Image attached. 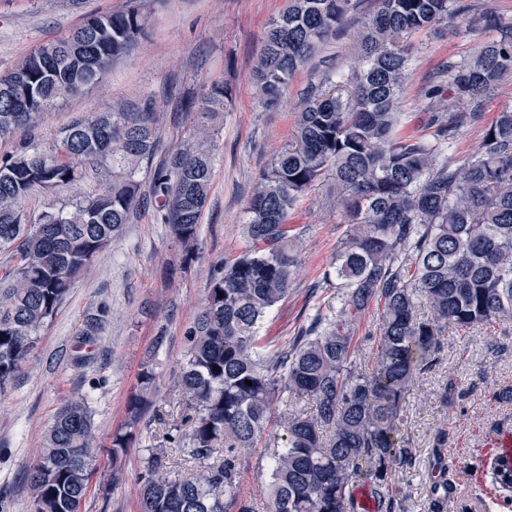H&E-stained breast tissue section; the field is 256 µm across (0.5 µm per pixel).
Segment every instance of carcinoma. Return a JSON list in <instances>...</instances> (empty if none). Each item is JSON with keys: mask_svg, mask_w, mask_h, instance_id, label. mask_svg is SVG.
Returning a JSON list of instances; mask_svg holds the SVG:
<instances>
[{"mask_svg": "<svg viewBox=\"0 0 512 512\" xmlns=\"http://www.w3.org/2000/svg\"><path fill=\"white\" fill-rule=\"evenodd\" d=\"M351 7L352 0H288L253 65L266 105L279 102ZM469 13L464 0H374L354 43L360 68L343 81L327 76L308 92L294 142L253 189L248 249L210 278L189 330L178 387L192 414L167 428L190 472L171 476L167 449H141L140 512H255L241 493L240 463L259 446L272 449L266 512H357L350 495L357 481L368 483L375 512L402 508L393 477L412 464L400 427L415 379L433 366L448 329L512 321V109L497 113L479 150L448 156L455 102L480 101L512 73V25L442 70V83L426 93L431 136L397 131L410 37ZM150 21L139 3L93 16L0 77V138L19 140L0 156V252L15 260L0 274L1 393L74 281L144 200L136 174L156 154L159 116L145 97L131 109L72 122L48 152L29 139L44 112L129 55ZM230 97L229 87L215 84L203 109L220 110ZM195 140L172 152L149 183L158 217L187 261L214 169L211 132L201 129ZM79 161L93 172L112 162V184L58 208L54 196L86 175ZM321 177L336 188L348 221L336 254L341 308L316 310L297 336L266 354L258 325L288 298L298 260L288 214ZM35 190L47 202L31 221L19 202ZM373 302L381 308L376 349L372 362L358 364L355 326ZM288 398L313 409L288 416L278 433L273 406ZM147 406L145 395H131L127 425L109 447L112 463L139 441ZM96 462L92 411L72 400L56 413L27 472L38 512H81ZM491 478L512 493V468L498 457Z\"/></svg>", "mask_w": 512, "mask_h": 512, "instance_id": "1", "label": "carcinoma"}]
</instances>
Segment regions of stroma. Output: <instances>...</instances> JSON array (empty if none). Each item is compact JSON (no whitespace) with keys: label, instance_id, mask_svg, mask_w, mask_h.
Returning <instances> with one entry per match:
<instances>
[{"label":"stroma","instance_id":"1","mask_svg":"<svg viewBox=\"0 0 512 512\" xmlns=\"http://www.w3.org/2000/svg\"><path fill=\"white\" fill-rule=\"evenodd\" d=\"M468 19L455 20L412 40V72L399 100L401 131L431 134L425 92L451 60L470 56L496 38L497 24L512 23V0H468ZM287 0H145L152 23L138 49L113 65L98 85L68 97L49 111L34 140L49 150L61 130L76 120L138 103L152 96L161 114L163 163L189 141L200 125L212 128L214 175L199 221L198 255L184 263L154 204L141 205L119 238L87 267L70 288L57 313L40 330L25 370L0 394V512H32L25 472L38 459L44 436L57 410L86 398L94 414L100 450L81 512H139L141 447H160L165 429L144 428L140 448L130 449L121 464V482L111 500L102 484L112 477L107 449L127 419V404L138 385L140 365L156 351L151 413L179 416L185 409L178 376L210 276L233 261L248 245L242 226L252 189L274 156L294 138V119L311 84L323 73H352L353 38L373 8L357 0L342 30L326 41L294 75L282 102L261 104L253 83V61L269 20ZM127 0H0V74L40 45L65 38L87 16L118 13ZM226 83L233 100L226 111L201 114L196 102L212 84ZM193 107H186V100ZM512 108V78L502 81L482 102L478 121L458 131L451 155L461 159L478 150L482 133L497 112ZM302 250L287 299L259 325L264 351L289 342L308 324L315 309L335 310L336 284L325 274L336 265L345 215L332 205L328 184L307 190L288 217ZM101 315L102 331L88 335V319ZM162 347H155L157 336ZM454 382L458 398L443 407L439 392ZM448 438L436 447L435 433ZM403 439L413 456L395 482L405 512H430V490L448 484L444 512H512V497L493 484L489 465L497 442L512 437V322L449 331L436 364L420 375L406 403Z\"/></svg>","mask_w":512,"mask_h":512}]
</instances>
